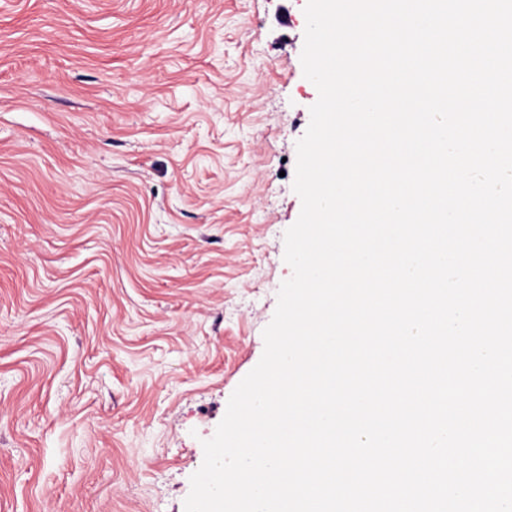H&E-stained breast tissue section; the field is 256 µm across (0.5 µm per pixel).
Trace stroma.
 <instances>
[{
    "instance_id": "1",
    "label": "stroma",
    "mask_w": 512,
    "mask_h": 512,
    "mask_svg": "<svg viewBox=\"0 0 512 512\" xmlns=\"http://www.w3.org/2000/svg\"><path fill=\"white\" fill-rule=\"evenodd\" d=\"M307 0H0V512H184L264 351Z\"/></svg>"
}]
</instances>
